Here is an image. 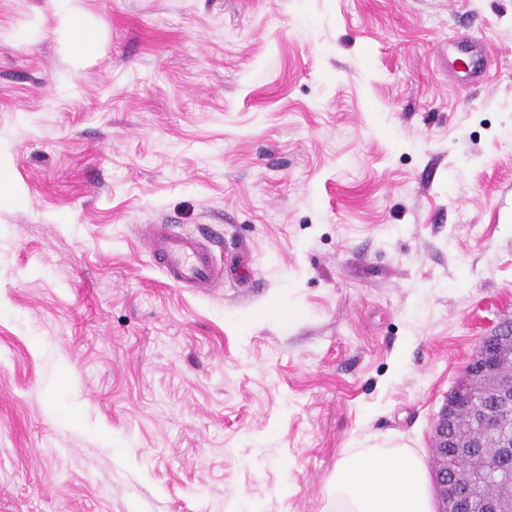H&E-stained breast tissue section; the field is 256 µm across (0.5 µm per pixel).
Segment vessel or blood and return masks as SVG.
<instances>
[{
    "mask_svg": "<svg viewBox=\"0 0 512 512\" xmlns=\"http://www.w3.org/2000/svg\"><path fill=\"white\" fill-rule=\"evenodd\" d=\"M146 242L164 278L173 286L209 291L224 283V267L215 260L211 241L176 232L173 225H150Z\"/></svg>",
    "mask_w": 512,
    "mask_h": 512,
    "instance_id": "b4317fda",
    "label": "vessel or blood"
}]
</instances>
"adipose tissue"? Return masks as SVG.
<instances>
[{
	"mask_svg": "<svg viewBox=\"0 0 512 512\" xmlns=\"http://www.w3.org/2000/svg\"><path fill=\"white\" fill-rule=\"evenodd\" d=\"M66 0H50L75 66L102 55L103 46L92 18L66 7ZM329 512H432L427 469L411 449L368 446L345 453L329 479Z\"/></svg>",
	"mask_w": 512,
	"mask_h": 512,
	"instance_id": "obj_1",
	"label": "adipose tissue"
}]
</instances>
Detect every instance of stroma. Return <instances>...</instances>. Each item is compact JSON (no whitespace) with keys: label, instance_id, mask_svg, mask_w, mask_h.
<instances>
[{"label":"stroma","instance_id":"obj_1","mask_svg":"<svg viewBox=\"0 0 512 512\" xmlns=\"http://www.w3.org/2000/svg\"><path fill=\"white\" fill-rule=\"evenodd\" d=\"M77 5L81 68L0 0V512H324L368 436L429 460L512 318V0ZM167 220L222 288L165 282Z\"/></svg>","mask_w":512,"mask_h":512}]
</instances>
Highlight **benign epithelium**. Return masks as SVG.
I'll list each match as a JSON object with an SVG mask.
<instances>
[{
    "instance_id": "benign-epithelium-1",
    "label": "benign epithelium",
    "mask_w": 512,
    "mask_h": 512,
    "mask_svg": "<svg viewBox=\"0 0 512 512\" xmlns=\"http://www.w3.org/2000/svg\"><path fill=\"white\" fill-rule=\"evenodd\" d=\"M512 343V330L498 326L482 337L473 356L478 371L471 377L480 376L487 382L486 394L501 407L512 405V372L503 375L497 371L496 356L501 347ZM462 410L470 418L484 427H492L497 416L473 394L469 381L456 386L449 394L438 413L433 426L431 448L434 455L450 448H468L465 438L456 435L457 417ZM498 450L482 458L480 473L496 479L502 486V493L493 499L482 502V512H512V431L505 428L497 430ZM432 484L437 495V512H463L465 502L471 495L474 483L464 472L452 470L448 466L435 467L432 470Z\"/></svg>"
}]
</instances>
